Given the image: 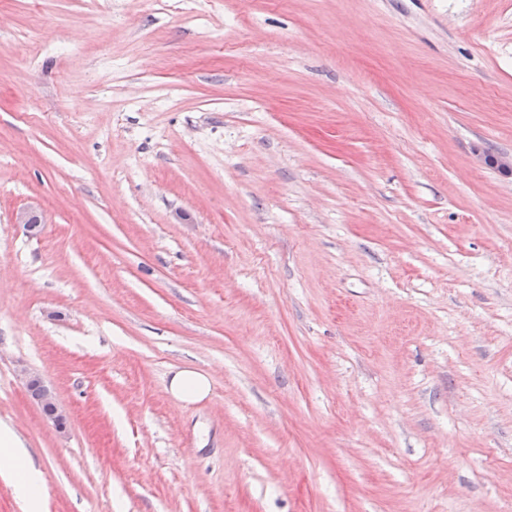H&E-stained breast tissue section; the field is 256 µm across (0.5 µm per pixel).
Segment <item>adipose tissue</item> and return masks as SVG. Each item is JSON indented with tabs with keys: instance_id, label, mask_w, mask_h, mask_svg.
Listing matches in <instances>:
<instances>
[{
	"instance_id": "adipose-tissue-1",
	"label": "adipose tissue",
	"mask_w": 512,
	"mask_h": 512,
	"mask_svg": "<svg viewBox=\"0 0 512 512\" xmlns=\"http://www.w3.org/2000/svg\"><path fill=\"white\" fill-rule=\"evenodd\" d=\"M0 472L13 479L18 494L27 504V512H42L40 474L16 431L4 423L0 424Z\"/></svg>"
}]
</instances>
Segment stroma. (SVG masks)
I'll return each instance as SVG.
<instances>
[{"mask_svg": "<svg viewBox=\"0 0 512 512\" xmlns=\"http://www.w3.org/2000/svg\"><path fill=\"white\" fill-rule=\"evenodd\" d=\"M481 152L512 0H0V421L43 512H512ZM169 390L178 400L196 402L209 394L210 383L206 376L196 370L179 369L171 378ZM25 382L27 389L32 386H37L39 388V393L34 400L43 408L45 416L53 421L60 428L63 427L64 418L62 414L59 413L57 404H56V395L55 391L52 387L45 384L42 378L31 372L27 373L25 376Z\"/></svg>", "mask_w": 512, "mask_h": 512, "instance_id": "1", "label": "stroma"}]
</instances>
